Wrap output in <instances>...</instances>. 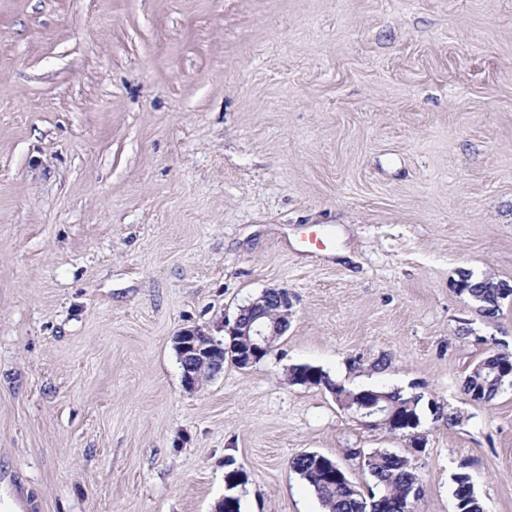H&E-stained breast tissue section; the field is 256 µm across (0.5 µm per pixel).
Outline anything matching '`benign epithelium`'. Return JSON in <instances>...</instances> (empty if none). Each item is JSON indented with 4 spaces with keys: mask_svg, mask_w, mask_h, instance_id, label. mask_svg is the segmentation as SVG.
<instances>
[{
    "mask_svg": "<svg viewBox=\"0 0 512 512\" xmlns=\"http://www.w3.org/2000/svg\"><path fill=\"white\" fill-rule=\"evenodd\" d=\"M292 316V302L286 289H266L248 305L239 309L228 329L229 343L215 342L201 328L179 331L173 337L182 370L185 389L195 390L202 379L211 378L224 370V356L240 369L258 364L275 348V341L287 331ZM370 401L361 404L364 425L388 424L393 413L378 404L379 395L368 393Z\"/></svg>",
    "mask_w": 512,
    "mask_h": 512,
    "instance_id": "1",
    "label": "benign epithelium"
}]
</instances>
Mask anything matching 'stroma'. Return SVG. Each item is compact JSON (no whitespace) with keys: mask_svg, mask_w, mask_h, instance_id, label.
<instances>
[{"mask_svg":"<svg viewBox=\"0 0 512 512\" xmlns=\"http://www.w3.org/2000/svg\"><path fill=\"white\" fill-rule=\"evenodd\" d=\"M512 0H0V512H324L291 467L468 472L512 512ZM287 289L274 351L186 390L172 338L227 342ZM469 334H462V327ZM295 364L419 396L423 440L366 427ZM460 413L449 422L444 409ZM473 274L471 272H459L460 282L463 284L467 299L484 315H494L500 310L501 302L507 300L511 295H501L499 291L503 288V293L511 292V285L504 284L502 288H490L504 281H495L493 278L485 276L478 282L472 281ZM457 280V281H458ZM511 369L512 352L495 349L489 351L466 376L463 394L471 401L491 402L512 376ZM498 371L501 376H498ZM334 383L323 370L310 365H293L288 369V381L294 385L318 386L321 380Z\"/></svg>","mask_w":512,"mask_h":512,"instance_id":"stroma-1","label":"stroma"}]
</instances>
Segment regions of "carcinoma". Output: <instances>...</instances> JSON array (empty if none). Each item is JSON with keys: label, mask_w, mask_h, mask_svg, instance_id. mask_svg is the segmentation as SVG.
<instances>
[{"label": "carcinoma", "mask_w": 512, "mask_h": 512, "mask_svg": "<svg viewBox=\"0 0 512 512\" xmlns=\"http://www.w3.org/2000/svg\"><path fill=\"white\" fill-rule=\"evenodd\" d=\"M473 274L459 272L463 284V295L484 315H493L500 310L501 302L508 296L499 294L498 282L485 277L472 281ZM512 378V352L491 350L466 376L463 394L471 401L491 402ZM288 381L294 385L318 386L332 379L323 370L310 365H294L288 369ZM384 404L403 421V426L389 427L387 431H397L415 436L420 426L418 405L420 397L407 396L399 390L382 392ZM362 466L368 472L372 486L370 496L364 497L343 482H328L320 473L316 456L302 453L291 461V468L312 487L325 512H404L411 502L415 486L422 483L421 476L410 459L388 450H375L363 456ZM472 481L466 472L454 475V499L461 503L459 512H484V506L475 496L465 493V486Z\"/></svg>", "instance_id": "carcinoma-1"}]
</instances>
